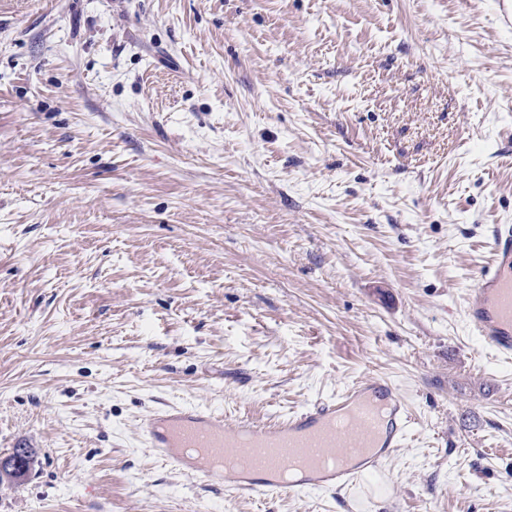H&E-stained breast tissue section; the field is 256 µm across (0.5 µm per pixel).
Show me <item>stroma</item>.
<instances>
[{"mask_svg": "<svg viewBox=\"0 0 512 512\" xmlns=\"http://www.w3.org/2000/svg\"><path fill=\"white\" fill-rule=\"evenodd\" d=\"M512 224L495 0H0V512H364L147 448L370 377L414 422L372 512H512V362L464 292Z\"/></svg>", "mask_w": 512, "mask_h": 512, "instance_id": "stroma-1", "label": "stroma"}]
</instances>
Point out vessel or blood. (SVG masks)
Returning a JSON list of instances; mask_svg holds the SVG:
<instances>
[{"label": "vessel or blood", "instance_id": "b4317fda", "mask_svg": "<svg viewBox=\"0 0 512 512\" xmlns=\"http://www.w3.org/2000/svg\"><path fill=\"white\" fill-rule=\"evenodd\" d=\"M490 246L493 261L467 289L464 318L486 348L511 359L512 225H495ZM410 421L392 383L365 378L339 397L272 424L230 423L208 410L173 407L144 420L140 431L149 448L186 474L270 496L347 487L359 476L381 473Z\"/></svg>", "mask_w": 512, "mask_h": 512}]
</instances>
